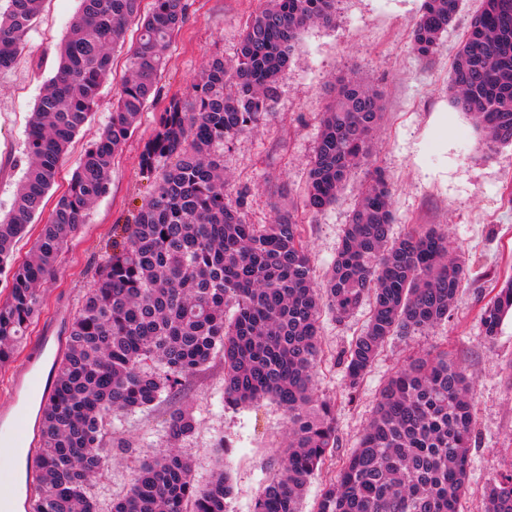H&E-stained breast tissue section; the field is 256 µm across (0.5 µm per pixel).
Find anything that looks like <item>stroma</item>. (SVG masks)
I'll list each match as a JSON object with an SVG mask.
<instances>
[{
    "instance_id": "stroma-1",
    "label": "stroma",
    "mask_w": 512,
    "mask_h": 512,
    "mask_svg": "<svg viewBox=\"0 0 512 512\" xmlns=\"http://www.w3.org/2000/svg\"><path fill=\"white\" fill-rule=\"evenodd\" d=\"M422 0H337L333 25H313L300 35L279 82L274 112L257 130L224 148L230 194L245 193L246 219L269 224L275 207L296 206L317 279H324L367 177L357 168L336 205L316 217L300 210L308 163L320 134V119L338 79L362 77L383 95L384 116L371 141L372 165L392 187L393 237L411 225L445 231L468 275L447 322L425 332L394 337L356 389H349L340 355L368 318H321V360L314 378L318 398L336 405L339 447L345 458L357 445L387 378L417 352L445 350L461 363L475 391L474 429L462 512H483L493 480L512 469V315L504 317L494 341L483 335L480 311L505 280L512 279V146L488 145L474 119L456 110L448 86L450 66L482 0L461 7L431 57L412 48ZM189 19L173 41L161 77L160 95L112 165L108 194L87 212L85 224L64 250L54 278L41 286L42 306L21 345L29 351L52 337L40 359L50 369L56 339L65 338L81 297L93 281L112 227L128 224L151 190L139 170V154L155 131V118L173 95L197 79L207 57H232L242 30L263 0H189ZM79 10L78 0H44L41 14L13 65L0 71V212L8 211L26 168L25 140L31 112L44 81L52 76L56 46ZM124 76L115 56L90 125L75 137L48 193L45 211L68 186L76 163L111 117L112 98ZM224 366L213 359L187 382L184 401L194 410L196 430L180 443L193 459L195 478L205 482L216 468L230 475L226 512H251L265 481L277 469L286 443L288 418L273 400L223 404ZM168 399L117 416L112 423V460L91 493L100 512L125 495L142 461L166 447Z\"/></svg>"
}]
</instances>
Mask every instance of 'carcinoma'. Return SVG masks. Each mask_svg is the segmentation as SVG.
I'll use <instances>...</instances> for the list:
<instances>
[{
  "instance_id": "obj_1",
  "label": "carcinoma",
  "mask_w": 512,
  "mask_h": 512,
  "mask_svg": "<svg viewBox=\"0 0 512 512\" xmlns=\"http://www.w3.org/2000/svg\"><path fill=\"white\" fill-rule=\"evenodd\" d=\"M81 0L62 40L55 75L32 112L28 165L10 211L0 217V366L9 362L40 310V286L105 196L112 159L160 93L174 37L188 20V0ZM43 0L0 4V70L9 68ZM460 0H423L412 33L422 57L433 55ZM336 0H265L227 61L207 59L199 79L173 96L142 147L139 167L153 179L134 222L113 235L91 288L71 319L55 359L52 393L36 417L39 466L30 512H98L92 484L112 457V418L180 395L213 358L224 364V401H277L288 413V444L278 473L252 512H301L308 479L334 471L316 512H459L473 432V384L448 352L408 358L379 393L373 416L341 465L335 406L313 394L322 313L342 321L370 305L367 324L342 354L354 389L394 336L448 320L467 276L448 235L416 225L391 239V191L381 171L367 181L327 279L318 284L302 225L293 211L271 224H249L245 194L225 202L224 145L274 111L279 78L304 28L332 24ZM138 35L112 117L78 161L68 190L42 224L31 255L12 264L14 246L55 183L68 146L98 106L112 54L129 24ZM454 103L472 114L492 144H512V0H484L450 73ZM382 96L343 79L323 114L308 170L304 207L317 216L336 204L353 168L370 155ZM512 312V280L482 308L493 340ZM196 428L181 402L164 421L169 447L142 463L130 491L110 512H224L226 471L199 484L177 445ZM484 512H512V471L485 493Z\"/></svg>"
}]
</instances>
